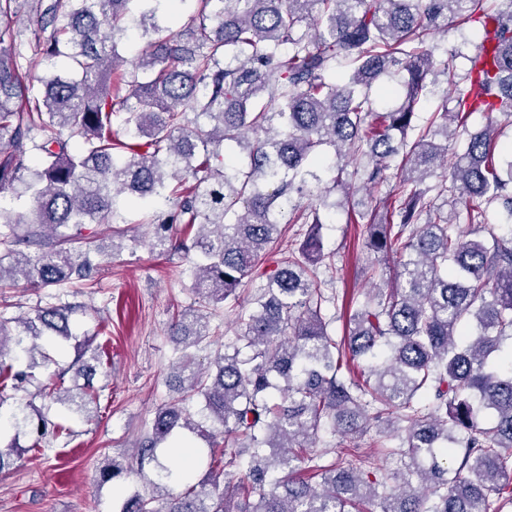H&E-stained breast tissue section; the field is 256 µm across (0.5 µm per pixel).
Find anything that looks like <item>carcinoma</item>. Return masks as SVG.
Segmentation results:
<instances>
[{"label":"carcinoma","instance_id":"obj_1","mask_svg":"<svg viewBox=\"0 0 512 512\" xmlns=\"http://www.w3.org/2000/svg\"><path fill=\"white\" fill-rule=\"evenodd\" d=\"M166 2L0 0V198L31 206H0V288H92L106 251L69 226L104 224L115 237L135 222L154 226L149 248L162 253L184 225L172 246L192 255L204 304L256 285L236 342L205 366L189 349L210 344L208 314H174L179 397L145 425L135 456L140 470L156 463V493L131 494L120 512H501L512 503V356L501 354L512 339V147L494 114L512 119V0H191L178 29L162 25ZM21 13L42 50L35 84L14 27ZM455 23L478 24L460 88L436 40ZM131 28L142 49L130 61ZM442 76L457 92H443L418 131L415 107L437 97ZM385 78L396 81L389 101L378 95ZM476 112L488 122L472 130ZM450 137L465 142L451 158ZM347 173L385 188L374 208L355 209ZM122 197L170 209L135 221ZM287 202L308 233L269 270ZM494 204L499 231L473 238ZM448 205L464 206L466 228ZM336 208L364 228L371 264H397L393 283L362 303L326 294L314 271L325 257L320 210ZM330 304L349 313L339 341ZM74 312L48 303L0 317V406L31 369L58 366L44 343L73 338ZM76 350L38 395L84 414L99 401L101 359L89 338ZM363 356L373 363L356 380L349 362ZM71 371L85 383L65 385ZM194 397L199 421L180 406ZM11 426L0 473L58 430L21 400ZM322 428L341 438L329 465L315 462ZM183 430L207 443L210 463L197 483L184 472L176 493L157 449L192 444ZM372 430L381 448L398 441L402 468L347 461ZM450 456L455 468L440 465ZM309 462L316 486L301 477ZM124 471L107 457L99 481Z\"/></svg>","mask_w":512,"mask_h":512}]
</instances>
